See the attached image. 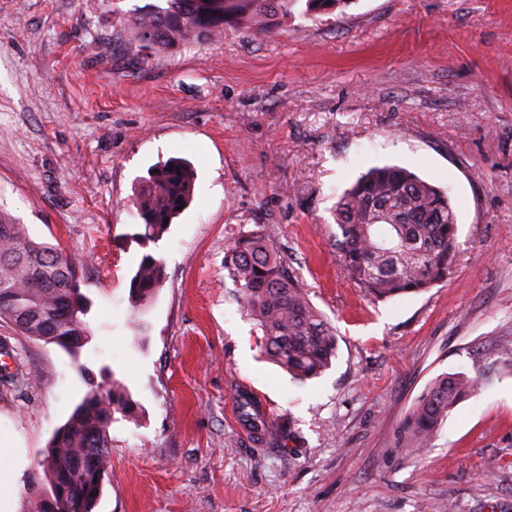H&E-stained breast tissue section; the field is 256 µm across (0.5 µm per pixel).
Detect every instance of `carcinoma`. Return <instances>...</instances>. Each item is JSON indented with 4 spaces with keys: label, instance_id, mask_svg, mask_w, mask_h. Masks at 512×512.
<instances>
[{
    "label": "carcinoma",
    "instance_id": "carcinoma-1",
    "mask_svg": "<svg viewBox=\"0 0 512 512\" xmlns=\"http://www.w3.org/2000/svg\"><path fill=\"white\" fill-rule=\"evenodd\" d=\"M298 0H167V6L135 18L132 30L144 49L184 44L224 31L229 23L260 28L267 17L286 15ZM194 172L180 159L157 167L136 194L141 238L163 235L165 220L187 205ZM336 245L346 276L376 301L417 294L448 280L457 254V219L448 192L410 170L373 167L339 196L335 209ZM0 318L21 334L78 353L91 331L85 317L89 301L76 272L57 249L30 238L23 224L0 216ZM224 268L241 288V303L263 336L264 351L293 378L306 381L336 358V329L310 302L299 277L259 232L239 235L224 252ZM163 267L151 254L142 257L130 281L129 300L144 305L162 284ZM483 383L464 372L434 379L414 403L403 427V448L414 454L428 447L448 414ZM242 420L272 439L279 427L253 400L237 395ZM137 404L114 380L90 384L60 435L52 436L44 460L65 472L78 461L86 476L71 488L74 499L102 491L94 479L111 460L110 429L116 415L134 418Z\"/></svg>",
    "mask_w": 512,
    "mask_h": 512
}]
</instances>
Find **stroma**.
Returning <instances> with one entry per match:
<instances>
[{
	"instance_id": "stroma-1",
	"label": "stroma",
	"mask_w": 512,
	"mask_h": 512,
	"mask_svg": "<svg viewBox=\"0 0 512 512\" xmlns=\"http://www.w3.org/2000/svg\"><path fill=\"white\" fill-rule=\"evenodd\" d=\"M166 0H0V213L61 248L90 301L75 355L0 320V472L13 512L50 488L40 461L89 382L140 407L113 423L95 512H512V0L297 4L142 50L133 16ZM187 159L190 206L143 244L150 169ZM448 190L446 283L391 301L342 270L333 211L369 168ZM261 230L335 326L337 357L299 382L272 363L224 252ZM161 287L138 330L144 254ZM483 387L408 456L405 418L443 373ZM281 428L257 444L236 396ZM163 267L152 254H145L130 281L129 300L133 308L144 305L162 284Z\"/></svg>"
}]
</instances>
